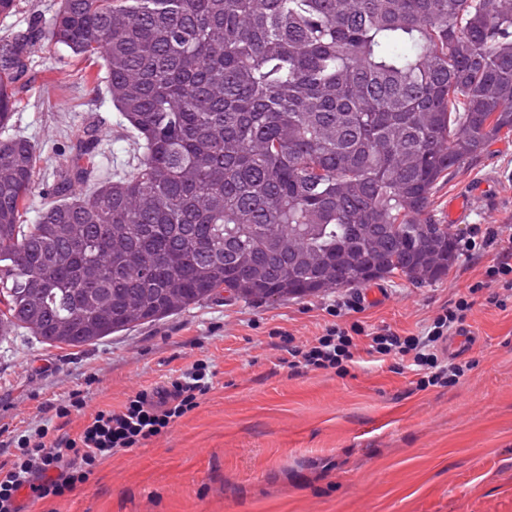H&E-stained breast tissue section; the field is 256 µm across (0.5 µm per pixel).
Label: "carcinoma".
Wrapping results in <instances>:
<instances>
[{
    "label": "carcinoma",
    "instance_id": "obj_1",
    "mask_svg": "<svg viewBox=\"0 0 512 512\" xmlns=\"http://www.w3.org/2000/svg\"><path fill=\"white\" fill-rule=\"evenodd\" d=\"M103 61L141 149L41 160L0 138V340L80 347L212 298L275 302L448 271L434 190L512 131V0H59L0 37V130L31 47ZM93 183L77 194L73 183Z\"/></svg>",
    "mask_w": 512,
    "mask_h": 512
}]
</instances>
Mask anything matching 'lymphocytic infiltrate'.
<instances>
[{"label":"lymphocytic infiltrate","mask_w":512,"mask_h":512,"mask_svg":"<svg viewBox=\"0 0 512 512\" xmlns=\"http://www.w3.org/2000/svg\"><path fill=\"white\" fill-rule=\"evenodd\" d=\"M466 251L493 250V265L485 278L467 294L441 307L431 324L418 335L403 336L382 326L369 333L360 324H334L323 335L302 345L283 347L281 362L294 374L310 370L342 368L358 353L356 339L369 335V354L384 358L397 355L407 369L419 375L418 387L454 384L464 376L465 364L442 359L439 351L448 337L465 334L469 312L477 301L503 309L512 302V231L490 225L473 227L464 240ZM214 388L213 375L204 362L181 371L165 383L128 397L117 409L101 408L87 417L77 435L65 433L81 399L55 409V417L31 434L17 438L10 461L0 462V512H23L22 493L35 498H62L77 484L86 482L96 465L125 448H134L167 431L199 405Z\"/></svg>","instance_id":"1"}]
</instances>
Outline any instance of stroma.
Masks as SVG:
<instances>
[{"label":"stroma","instance_id":"1","mask_svg":"<svg viewBox=\"0 0 512 512\" xmlns=\"http://www.w3.org/2000/svg\"><path fill=\"white\" fill-rule=\"evenodd\" d=\"M19 106L11 132L29 138L43 161L31 209L53 183L48 159L95 126L99 165L123 174L141 154L106 91L100 63L69 56L48 40L31 50L13 86ZM465 199L460 223L448 205ZM430 213L455 238L473 225L512 227V132L447 177ZM494 253L457 252L446 274L419 283L375 280L382 297L337 315L359 296L345 287L277 302L248 303L225 292L163 320L82 347L41 344L17 332L0 343V429L42 424L80 394L85 415L119 408L129 395L205 361L214 388L165 433L106 460L65 499L24 498V512H512V307L475 304L472 362L459 382L416 387L399 360L361 355L343 370L290 374L284 335L304 342L333 323H359L367 335L388 325L418 334L446 301L482 280Z\"/></svg>","mask_w":512,"mask_h":512}]
</instances>
